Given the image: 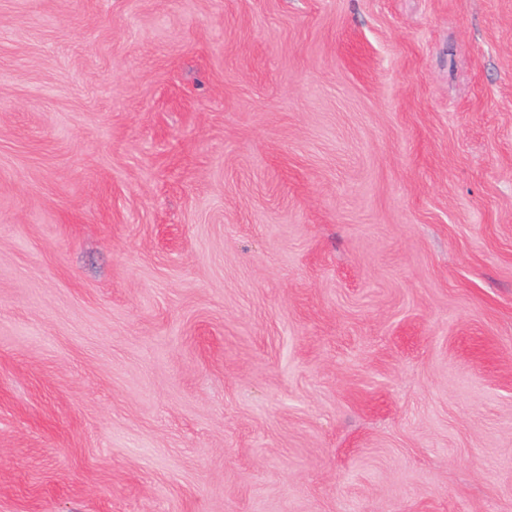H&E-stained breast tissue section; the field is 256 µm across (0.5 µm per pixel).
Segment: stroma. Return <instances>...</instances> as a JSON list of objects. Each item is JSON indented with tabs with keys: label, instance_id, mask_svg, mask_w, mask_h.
Listing matches in <instances>:
<instances>
[{
	"label": "stroma",
	"instance_id": "obj_1",
	"mask_svg": "<svg viewBox=\"0 0 512 512\" xmlns=\"http://www.w3.org/2000/svg\"><path fill=\"white\" fill-rule=\"evenodd\" d=\"M0 512H512V0H0Z\"/></svg>",
	"mask_w": 512,
	"mask_h": 512
}]
</instances>
